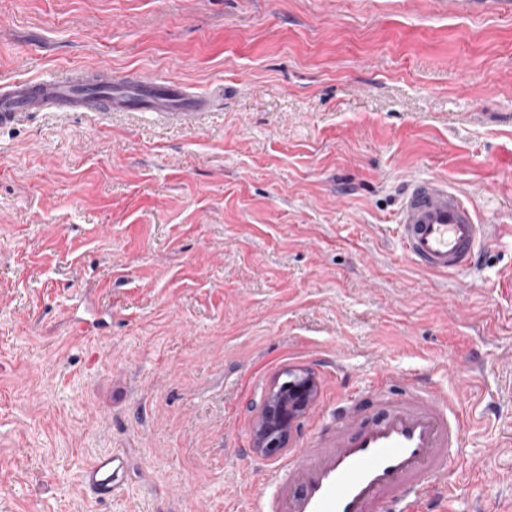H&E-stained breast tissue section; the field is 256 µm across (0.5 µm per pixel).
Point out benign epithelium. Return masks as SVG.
<instances>
[{
  "mask_svg": "<svg viewBox=\"0 0 512 512\" xmlns=\"http://www.w3.org/2000/svg\"><path fill=\"white\" fill-rule=\"evenodd\" d=\"M282 383L275 382L267 393L254 433V447L273 455L287 447L289 437L301 413L314 393L315 381L305 372Z\"/></svg>",
  "mask_w": 512,
  "mask_h": 512,
  "instance_id": "obj_1",
  "label": "benign epithelium"
}]
</instances>
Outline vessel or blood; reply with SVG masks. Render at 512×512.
Returning <instances> with one entry per match:
<instances>
[{
    "label": "vessel or blood",
    "mask_w": 512,
    "mask_h": 512,
    "mask_svg": "<svg viewBox=\"0 0 512 512\" xmlns=\"http://www.w3.org/2000/svg\"><path fill=\"white\" fill-rule=\"evenodd\" d=\"M216 102L174 79L107 68L47 72L0 80V126L32 112H152L185 120ZM396 224L409 260L440 276L473 269L497 235L460 191L436 177L408 181ZM465 429L455 399L423 377L404 380L396 393L382 383L343 396L329 429L268 471L260 512H424L447 496L448 465ZM129 480V460L117 452L98 455L81 473L84 489L103 499L118 496Z\"/></svg>",
    "instance_id": "1"
}]
</instances>
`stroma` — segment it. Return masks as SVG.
Returning a JSON list of instances; mask_svg holds the SVG:
<instances>
[{
	"label": "stroma",
	"instance_id": "stroma-1",
	"mask_svg": "<svg viewBox=\"0 0 512 512\" xmlns=\"http://www.w3.org/2000/svg\"><path fill=\"white\" fill-rule=\"evenodd\" d=\"M102 65L224 99L0 126V512H257L288 370L316 382L288 454L422 375L470 416L447 512H512V0H0V79ZM414 177L497 225L477 268L407 259ZM112 451L131 481L99 500ZM130 464L123 453L100 454L81 473L84 489L97 498L116 497L129 485Z\"/></svg>",
	"mask_w": 512,
	"mask_h": 512
}]
</instances>
